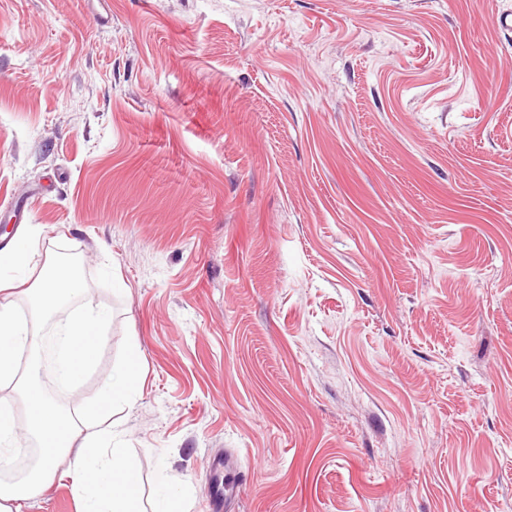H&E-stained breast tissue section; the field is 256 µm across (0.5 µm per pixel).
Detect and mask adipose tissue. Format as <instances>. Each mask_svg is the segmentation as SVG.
I'll list each match as a JSON object with an SVG mask.
<instances>
[{"instance_id":"adipose-tissue-1","label":"adipose tissue","mask_w":512,"mask_h":512,"mask_svg":"<svg viewBox=\"0 0 512 512\" xmlns=\"http://www.w3.org/2000/svg\"><path fill=\"white\" fill-rule=\"evenodd\" d=\"M30 262L31 253L24 241L0 250V379L14 375L16 351L34 344L51 359L57 383L73 385L78 378L73 354L79 349L93 353L107 314L87 305L76 316L56 322L49 335L33 336L9 300L14 284L25 279ZM84 293L80 279L67 269L57 268L38 287L36 304L51 314L61 305L73 304ZM26 399L27 432L41 442L45 451L21 483H0V512H22L25 502L44 492L62 464L72 479L79 512H133L126 482L129 461L122 449L108 454L102 451L113 436L112 429L94 422L86 425L84 432H74L72 418L49 403L40 388H31Z\"/></svg>"}]
</instances>
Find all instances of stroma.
<instances>
[{
  "label": "stroma",
  "mask_w": 512,
  "mask_h": 512,
  "mask_svg": "<svg viewBox=\"0 0 512 512\" xmlns=\"http://www.w3.org/2000/svg\"><path fill=\"white\" fill-rule=\"evenodd\" d=\"M512 0H0L12 300L81 260L138 512H512ZM29 348L0 397L51 378ZM115 396L123 398L129 404L135 402L133 379L127 371H121L112 377V388L106 393V401L111 402Z\"/></svg>",
  "instance_id": "obj_1"
}]
</instances>
